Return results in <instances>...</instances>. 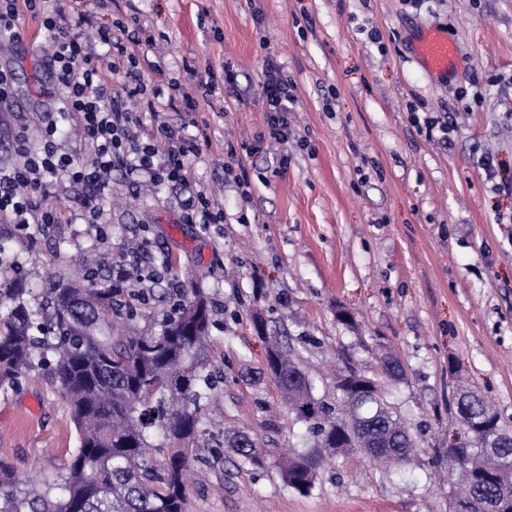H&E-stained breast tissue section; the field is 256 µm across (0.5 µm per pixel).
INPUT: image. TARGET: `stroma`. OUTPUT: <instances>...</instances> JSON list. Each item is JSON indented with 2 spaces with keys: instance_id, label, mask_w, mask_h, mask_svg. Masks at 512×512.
<instances>
[{
  "instance_id": "obj_1",
  "label": "stroma",
  "mask_w": 512,
  "mask_h": 512,
  "mask_svg": "<svg viewBox=\"0 0 512 512\" xmlns=\"http://www.w3.org/2000/svg\"><path fill=\"white\" fill-rule=\"evenodd\" d=\"M102 21L137 15L156 37L137 46L166 79L190 86L188 67L231 63L237 95L200 101L194 114L162 96L155 108L185 123L203 153L192 180L224 211L209 227L184 220L177 186L128 185L112 174L106 243L90 225L62 221L31 240L0 221V283L75 260L115 275L145 241L146 264L196 282L215 305V397L209 427L256 434L271 458L313 445L292 423L265 374L263 321L308 372L316 396L340 409L341 374L379 376L399 359L406 377L383 387L417 438L397 472L359 454L326 457L313 488L285 486L276 467L239 468L232 455L199 449L187 512H450L456 494L436 449L456 429L452 391L464 382L512 426V0H106ZM447 29L460 62L448 75L414 58L417 30ZM44 47L0 40L14 76L0 103V166L15 163L12 132L59 92L41 65ZM295 86L291 136L271 139L262 94L266 61ZM452 119L449 141L423 119ZM261 142L255 155L229 147ZM78 445L66 403L41 375L0 391V457L25 478L42 460L64 467Z\"/></svg>"
}]
</instances>
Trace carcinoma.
<instances>
[{
    "mask_svg": "<svg viewBox=\"0 0 512 512\" xmlns=\"http://www.w3.org/2000/svg\"><path fill=\"white\" fill-rule=\"evenodd\" d=\"M132 269L106 284L91 269L73 277L58 272L40 294L19 279L0 288V388L32 372L44 374L67 404L78 446L67 468L35 485L0 457V512H187L188 477L196 450L217 442L253 470L269 465V451L244 430L218 442L206 427L215 381L210 371L213 306L188 285L154 324L133 322L146 301L126 287ZM268 375L286 398L288 414L314 438L307 451L287 460L282 481L310 491L324 459L320 449L359 450L386 469L410 463L415 440L383 396L364 402L352 388L353 371L337 382L346 405L333 417L313 392L299 363L277 348L268 351ZM381 377L400 381V362L386 356ZM456 423L472 431L461 445L435 449L459 475L471 512H512V429L468 386L456 387ZM163 454L156 464L154 453Z\"/></svg>",
    "mask_w": 512,
    "mask_h": 512,
    "instance_id": "obj_1",
    "label": "carcinoma"
}]
</instances>
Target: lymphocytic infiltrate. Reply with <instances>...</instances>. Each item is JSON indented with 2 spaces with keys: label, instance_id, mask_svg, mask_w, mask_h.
<instances>
[{
  "label": "lymphocytic infiltrate",
  "instance_id": "1",
  "mask_svg": "<svg viewBox=\"0 0 512 512\" xmlns=\"http://www.w3.org/2000/svg\"><path fill=\"white\" fill-rule=\"evenodd\" d=\"M27 17L38 20L51 45L45 60L60 99L56 111L41 113L37 140H29L23 131L16 134L19 160L0 167V218L27 235L45 234L60 223L62 210L44 206L43 200L54 179L64 176L87 190L78 220L102 226L112 173L119 170L133 182L144 177L157 185L173 183L189 189L186 222L222 223L223 214L211 211L206 194L190 189L191 162L201 154V143L185 137L178 126H147L140 112L129 108V101L141 96L144 87L139 60L123 37L102 23L96 42L85 39L79 28L92 17L81 11L79 0H0V37L20 40V22ZM264 76L267 127L284 143L290 136L294 86L274 64H266ZM236 83V72L227 68L219 74L208 72L197 81L195 91L173 83L168 89L178 94L184 112L190 114L197 110V95L229 91ZM63 116L78 127L91 152L89 162H76L59 149L58 120Z\"/></svg>",
  "mask_w": 512,
  "mask_h": 512
}]
</instances>
